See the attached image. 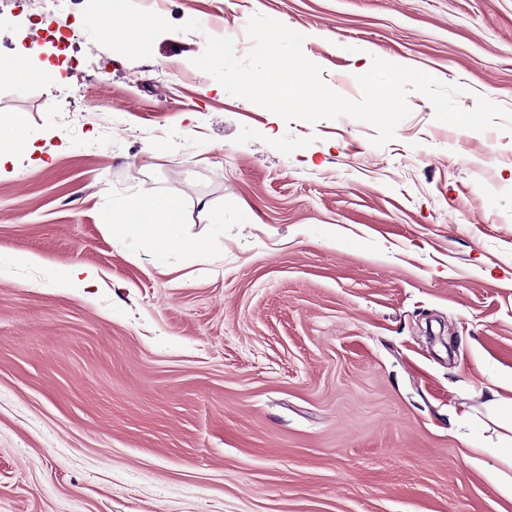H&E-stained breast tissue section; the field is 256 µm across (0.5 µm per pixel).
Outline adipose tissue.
<instances>
[{
    "label": "adipose tissue",
    "mask_w": 512,
    "mask_h": 512,
    "mask_svg": "<svg viewBox=\"0 0 512 512\" xmlns=\"http://www.w3.org/2000/svg\"><path fill=\"white\" fill-rule=\"evenodd\" d=\"M109 229L116 238L138 236L150 248L157 266H164L168 252L182 246L195 253L210 252L216 237L187 241L181 235L180 207L173 200L145 199L112 216ZM487 417L500 431L502 442L512 446V377L494 382L486 392Z\"/></svg>",
    "instance_id": "obj_1"
}]
</instances>
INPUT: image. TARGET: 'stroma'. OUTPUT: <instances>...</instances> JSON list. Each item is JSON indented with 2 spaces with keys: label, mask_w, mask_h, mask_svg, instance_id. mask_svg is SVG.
<instances>
[{
  "label": "stroma",
  "mask_w": 512,
  "mask_h": 512,
  "mask_svg": "<svg viewBox=\"0 0 512 512\" xmlns=\"http://www.w3.org/2000/svg\"><path fill=\"white\" fill-rule=\"evenodd\" d=\"M116 2L144 44L76 0L79 67L0 81V140L36 146L0 165V512H512L466 457L506 454L484 402L512 375V0ZM255 14L344 97L367 46L504 113L458 129L412 91L382 147L348 116L285 121L194 64L210 35L245 57ZM30 19L0 0V59L38 69ZM153 196L183 237L221 220L215 249L164 273L114 240ZM75 264L95 287L56 286ZM146 32L147 30L143 24L139 23L136 18H133L125 22L119 30H115L112 27V41H114V35H118L121 39L117 42L118 44L123 46L137 45L143 40Z\"/></svg>",
  "instance_id": "obj_1"
}]
</instances>
